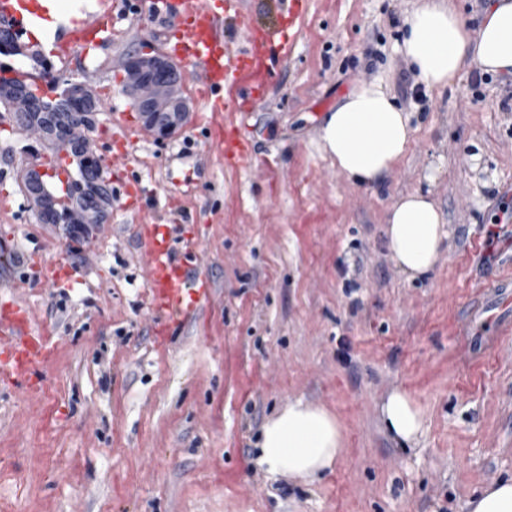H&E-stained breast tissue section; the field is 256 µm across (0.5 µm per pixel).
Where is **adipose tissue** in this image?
Wrapping results in <instances>:
<instances>
[{"instance_id": "adipose-tissue-1", "label": "adipose tissue", "mask_w": 512, "mask_h": 512, "mask_svg": "<svg viewBox=\"0 0 512 512\" xmlns=\"http://www.w3.org/2000/svg\"><path fill=\"white\" fill-rule=\"evenodd\" d=\"M402 43L420 80L444 87L465 68L512 76V0H491L478 28H470L457 0H418L408 14ZM321 139L337 171L362 186L388 177L412 139L410 118L381 87L354 90L328 116ZM444 219L419 193L395 200L386 227L388 246L410 279L431 271L443 243ZM386 429L407 444L424 434L422 408L406 392H390L381 406ZM256 464L272 476L308 483L332 469L344 451V433L328 410L302 400L269 418L261 429Z\"/></svg>"}]
</instances>
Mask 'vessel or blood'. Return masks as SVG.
Returning a JSON list of instances; mask_svg holds the SVG:
<instances>
[{
	"label": "vessel or blood",
	"instance_id": "obj_1",
	"mask_svg": "<svg viewBox=\"0 0 512 512\" xmlns=\"http://www.w3.org/2000/svg\"><path fill=\"white\" fill-rule=\"evenodd\" d=\"M86 2L80 17L70 19L55 43L63 66L112 39L118 0ZM153 2V17L176 16L165 52L190 76L193 96L205 109L210 148L225 169L237 170L251 156L241 117L266 103L280 67L294 52V39L286 31L304 18L307 0H275L281 20L273 24L257 21L248 0ZM51 3L0 0V22L18 28L48 26L54 21ZM140 135L124 113H110L97 137L109 141L113 169L127 167L129 147ZM142 194L140 183L127 186L123 207L138 216L135 251L151 292L152 333L166 338L204 310L213 285L198 261V243L175 253L167 226L142 212ZM55 354L47 328L33 329L29 308L15 298L1 297L0 384L44 392L43 371Z\"/></svg>",
	"mask_w": 512,
	"mask_h": 512
}]
</instances>
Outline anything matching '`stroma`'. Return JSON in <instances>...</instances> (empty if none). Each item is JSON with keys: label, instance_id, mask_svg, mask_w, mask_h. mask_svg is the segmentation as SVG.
<instances>
[{"label": "stroma", "instance_id": "stroma-1", "mask_svg": "<svg viewBox=\"0 0 512 512\" xmlns=\"http://www.w3.org/2000/svg\"><path fill=\"white\" fill-rule=\"evenodd\" d=\"M112 43L67 75L140 123L124 63L163 40L126 0ZM417 0H309L268 102L244 115L253 161L225 171L198 108L164 138L136 140L87 245L44 223L23 184L50 149L0 106V292L49 327L47 393L0 387V512H463L512 478V306L484 288L512 279V77L466 70L424 86L401 46ZM408 113L413 140L362 187L320 148L327 116L363 84ZM147 213L197 238L213 284L170 341L151 332L124 182ZM193 194L178 209L168 199ZM429 197L446 238L431 273L407 279L386 244L392 201ZM424 411L405 445L381 422L394 389ZM300 399L335 414L346 449L307 485L255 463L265 421Z\"/></svg>", "mask_w": 512, "mask_h": 512}]
</instances>
